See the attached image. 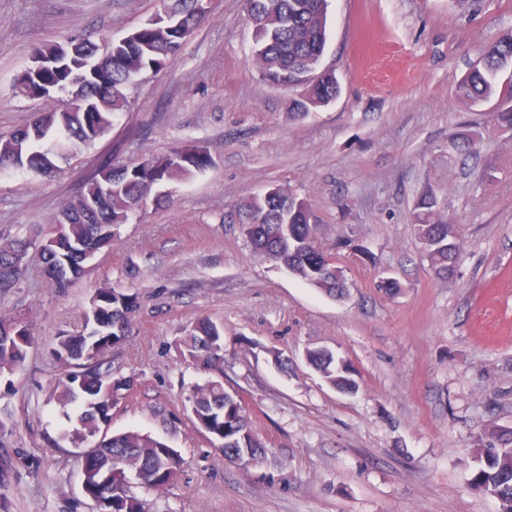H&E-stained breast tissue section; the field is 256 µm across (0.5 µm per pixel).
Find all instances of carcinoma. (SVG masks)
Listing matches in <instances>:
<instances>
[{"label": "carcinoma", "instance_id": "cac0c4a2", "mask_svg": "<svg viewBox=\"0 0 512 512\" xmlns=\"http://www.w3.org/2000/svg\"><path fill=\"white\" fill-rule=\"evenodd\" d=\"M204 0H164L166 17L151 19L126 37L96 44L78 37L50 41L35 49L39 67L26 69L16 88L28 98L51 100L53 92L69 97V106L35 113L33 118L8 137H0V168H13L47 175L57 168V159L77 146L88 147L99 140L114 119L128 108L127 90L137 78L162 68L205 15ZM328 0H247V12L254 32V61L264 79L284 88H304L295 104L300 113L329 105L340 93L330 70H319L326 46ZM456 96L473 107L494 99L512 102V34L483 47L478 60L457 81ZM211 163L203 148L183 162L171 155L151 156L129 164L106 159L91 171L72 200L66 202L56 219L37 232L43 236L42 262L78 263L79 255L112 246L116 228L127 223L141 209L153 189ZM277 201L253 197L245 208L261 217L252 225L248 238L259 254L290 269L306 283L331 294L339 286L330 276L307 268L304 250L317 242V224L306 201L275 188ZM448 207L433 191L421 196L413 211L416 234L426 247L436 274L454 271L459 256L458 222L448 218ZM26 237L0 236V294L7 295L29 271ZM136 297L112 287H101L82 311L83 333L88 357L74 362L66 354L71 334L55 338L53 354L62 367L50 397L72 412L73 426L61 438L79 448L98 436L97 414L108 400L130 390L131 379L112 377V366H103L102 356L113 348L116 331L128 332L129 315ZM22 322L0 315V374L12 373L24 363L29 345L13 349L3 337ZM181 355L199 363L215 376L196 384L187 397L188 410L198 427H210L223 435L224 447L241 448L263 443L253 432L244 409L236 403V391L224 386V327L209 319L198 320L181 341ZM309 364L325 381L344 392L356 389L352 373L336 367L327 353L307 352ZM483 466L474 483L497 493L500 512H512V431L495 425L478 438ZM87 494L99 512H150L145 499L130 493L117 494L112 473L130 474L141 488L160 490L175 482L180 461L167 443L138 431L103 436L82 458Z\"/></svg>", "mask_w": 512, "mask_h": 512}]
</instances>
